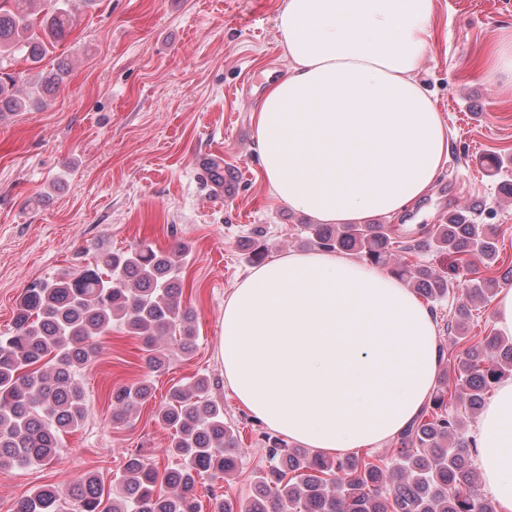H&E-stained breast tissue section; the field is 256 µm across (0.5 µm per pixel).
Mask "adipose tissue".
I'll use <instances>...</instances> for the list:
<instances>
[{"label": "adipose tissue", "mask_w": 512, "mask_h": 512, "mask_svg": "<svg viewBox=\"0 0 512 512\" xmlns=\"http://www.w3.org/2000/svg\"><path fill=\"white\" fill-rule=\"evenodd\" d=\"M434 0H283L286 75L252 113L278 200L321 224L392 217L448 160V127L417 79ZM429 307L392 274L329 251L252 270L224 302L219 355L238 401L302 447L341 455L420 413L438 370ZM487 489L512 512V378L474 431Z\"/></svg>", "instance_id": "1"}]
</instances>
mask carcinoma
Listing matches in <instances>:
<instances>
[{
    "instance_id": "cac0c4a2",
    "label": "carcinoma",
    "mask_w": 512,
    "mask_h": 512,
    "mask_svg": "<svg viewBox=\"0 0 512 512\" xmlns=\"http://www.w3.org/2000/svg\"><path fill=\"white\" fill-rule=\"evenodd\" d=\"M68 2L0 0V114L37 108L63 83L67 69L62 64L20 86L3 63L22 54L39 64L72 27ZM302 229L306 245L352 251L406 281L428 302L449 294L447 275L427 264L395 259L397 240L389 224H304ZM250 247L252 261L265 258L262 228L252 230ZM404 249L470 253L487 269L499 256L492 228L461 211L449 215L446 224L432 225L423 238L406 240ZM184 252L183 246L166 252L146 243L122 252L103 248L95 263L26 290L13 330L0 334L1 469L52 461L61 435L82 425L87 405L77 374L92 360L94 338L111 331L113 321L142 339L146 365L153 371L167 364L160 345L166 336L178 341L182 355L193 353L194 314L181 305L178 274ZM499 288L496 278H477L467 298L487 301ZM468 311V304H460L448 331L466 333ZM510 375L512 339L490 333L470 345L463 361L443 367L425 410L397 436L396 455L386 462L315 455L265 432L256 493L237 500L211 486L210 512H496L477 488L471 462L476 445L464 436L463 417L478 414L490 390ZM219 387V380L197 376L172 387L157 409V421L173 430L166 452L180 460L179 466L160 472L131 456L107 503L100 479L88 475L69 491L80 512H200L198 478L223 480L236 470L239 454L237 435L224 424ZM151 390L146 381L116 389L113 421L129 422ZM61 499L59 489L42 487L22 498L15 512H61Z\"/></svg>"
}]
</instances>
